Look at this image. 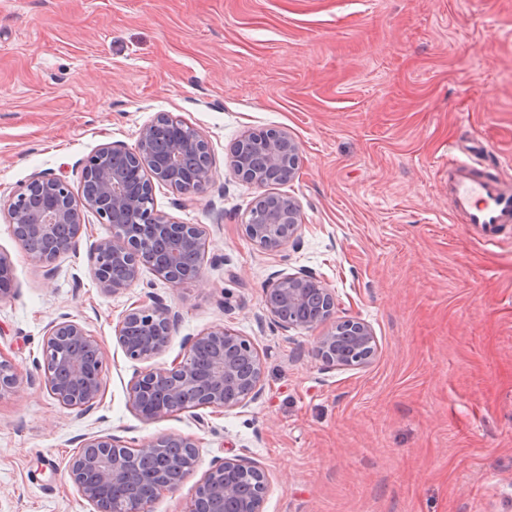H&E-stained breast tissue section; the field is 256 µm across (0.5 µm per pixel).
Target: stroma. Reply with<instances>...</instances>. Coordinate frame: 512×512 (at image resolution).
<instances>
[{"label":"stroma","mask_w":512,"mask_h":512,"mask_svg":"<svg viewBox=\"0 0 512 512\" xmlns=\"http://www.w3.org/2000/svg\"><path fill=\"white\" fill-rule=\"evenodd\" d=\"M162 112L211 149L202 193L154 189L158 210L206 233L199 280L177 290L144 267L107 295L95 216L50 276L0 215L17 288L0 302V357L20 371L0 395V512H94L68 475L83 438L165 433L199 441L201 471L234 455L264 467L265 512H512V225L486 245L452 215L442 165L449 144L479 140L512 180V0H0V198L39 172L80 190L100 144L134 146ZM260 129L300 145L274 190L299 202L301 226L276 252L247 237L261 190L231 165ZM299 271L334 289L336 319L371 326L368 366H326L315 331L273 321L264 288ZM156 298L180 314L156 364L224 325L253 341L261 397L142 423L128 387L145 364L115 330ZM61 317L104 355L85 414L37 365Z\"/></svg>","instance_id":"1"}]
</instances>
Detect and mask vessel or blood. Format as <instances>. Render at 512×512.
Returning a JSON list of instances; mask_svg holds the SVG:
<instances>
[{
	"label": "vessel or blood",
	"mask_w": 512,
	"mask_h": 512,
	"mask_svg": "<svg viewBox=\"0 0 512 512\" xmlns=\"http://www.w3.org/2000/svg\"><path fill=\"white\" fill-rule=\"evenodd\" d=\"M448 204L464 223L482 228L487 241L504 224H512V182L485 159L456 147L448 149Z\"/></svg>",
	"instance_id": "1"
}]
</instances>
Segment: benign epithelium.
I'll return each mask as SVG.
<instances>
[{
	"label": "benign epithelium",
	"instance_id": "benign-epithelium-1",
	"mask_svg": "<svg viewBox=\"0 0 512 512\" xmlns=\"http://www.w3.org/2000/svg\"><path fill=\"white\" fill-rule=\"evenodd\" d=\"M209 151L204 136L183 120L160 113L144 125L132 147L104 143L85 159L81 181L90 190L75 197L70 185L50 174H38L0 203L13 235L28 259L54 273L56 259L76 248L85 215L94 214L110 234L90 248L93 274L105 294L132 287L140 269L149 267L178 288L201 275L206 251L198 224H181L168 214L148 209L142 195L153 197L154 183L192 198L214 179L205 163L185 161ZM266 168L281 182L294 178L300 157L298 142L286 130H274L262 149ZM264 209L251 215L247 237L269 252L278 251L299 229L300 205L286 194H262ZM14 294L11 260L0 253V301ZM264 305L274 320L289 329H314L335 317L333 289L308 273L283 275L264 290ZM178 313L162 302L138 305L123 316L117 340L127 357L148 361L166 348ZM371 326L353 319L316 339V353L329 367H364L376 354ZM43 383L65 408L86 412L103 391V356L96 340L79 323L48 325L42 345ZM264 367L251 340L229 327L210 328L188 338L184 352L168 366L137 373L128 405L137 418L154 423L197 408L232 410L256 400L262 392ZM19 370L0 358V395L15 387ZM200 464L198 443L181 434L157 435L130 448L118 437L91 436L69 464V475L95 512H149L161 491L175 489ZM269 491L265 470L237 457L215 463L198 483L185 512H264Z\"/></svg>",
	"mask_w": 512,
	"mask_h": 512
}]
</instances>
